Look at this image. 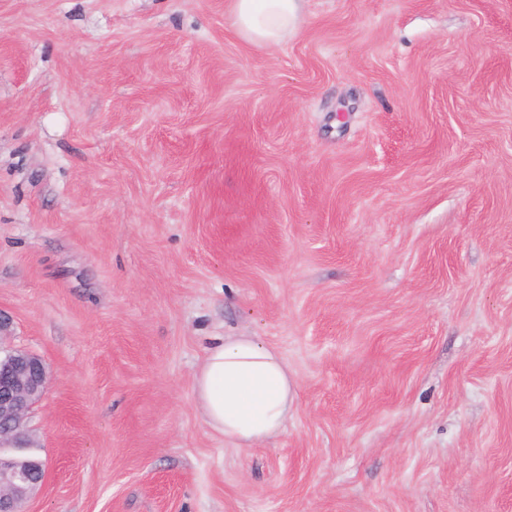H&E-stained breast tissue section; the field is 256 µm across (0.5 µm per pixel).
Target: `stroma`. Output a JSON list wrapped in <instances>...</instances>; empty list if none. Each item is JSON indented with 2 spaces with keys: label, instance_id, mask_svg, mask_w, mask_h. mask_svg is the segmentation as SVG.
Segmentation results:
<instances>
[{
  "label": "stroma",
  "instance_id": "1",
  "mask_svg": "<svg viewBox=\"0 0 512 512\" xmlns=\"http://www.w3.org/2000/svg\"><path fill=\"white\" fill-rule=\"evenodd\" d=\"M0 0V312L50 386L23 512H512V0ZM284 431H210L217 337ZM303 0H232L235 32L247 43L275 47L302 22ZM294 386L282 356L251 336L218 339L194 379L205 424L236 445H253L282 432Z\"/></svg>",
  "mask_w": 512,
  "mask_h": 512
}]
</instances>
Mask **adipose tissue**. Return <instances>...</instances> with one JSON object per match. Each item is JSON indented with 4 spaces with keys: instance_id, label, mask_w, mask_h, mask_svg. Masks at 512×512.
I'll use <instances>...</instances> for the list:
<instances>
[{
    "instance_id": "1",
    "label": "adipose tissue",
    "mask_w": 512,
    "mask_h": 512,
    "mask_svg": "<svg viewBox=\"0 0 512 512\" xmlns=\"http://www.w3.org/2000/svg\"><path fill=\"white\" fill-rule=\"evenodd\" d=\"M236 33L274 47L302 22V0H232ZM288 365L250 336H226L207 351L194 392L205 424L225 440L253 445L282 432L294 397Z\"/></svg>"
}]
</instances>
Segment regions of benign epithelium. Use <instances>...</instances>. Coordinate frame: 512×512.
<instances>
[{"label": "benign epithelium", "mask_w": 512, "mask_h": 512, "mask_svg": "<svg viewBox=\"0 0 512 512\" xmlns=\"http://www.w3.org/2000/svg\"><path fill=\"white\" fill-rule=\"evenodd\" d=\"M50 377L40 356L22 349L0 348V451L28 445L27 421L47 392ZM45 462L0 454V512H22L23 504L43 482Z\"/></svg>", "instance_id": "7a95c632"}]
</instances>
